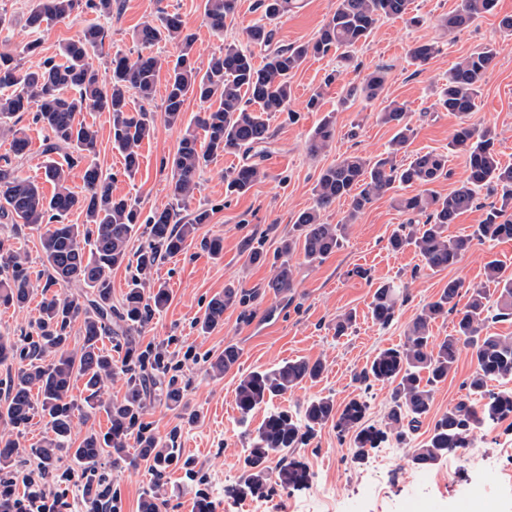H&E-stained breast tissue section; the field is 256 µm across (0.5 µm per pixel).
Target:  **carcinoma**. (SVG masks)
Listing matches in <instances>:
<instances>
[{
	"mask_svg": "<svg viewBox=\"0 0 512 512\" xmlns=\"http://www.w3.org/2000/svg\"><path fill=\"white\" fill-rule=\"evenodd\" d=\"M295 2L257 0L255 8L260 16L246 29V36L249 43L267 51L261 66L256 65L251 50L229 43L224 46V53L212 56L206 69H201L193 55L195 36L185 32L176 14L165 15L157 23H144L134 34L140 46L136 57L116 53L103 72L88 61L90 51L103 48L108 38V29L97 21L62 45V61L47 58L34 71L21 70L12 53L0 50V136L12 137L13 144V158L0 159V220L43 230L40 246L44 266L41 274L32 276L25 253L0 240L1 303L25 306L34 294L36 282L44 281L35 336L22 346L0 336V362L20 360L0 404V418L7 420L19 436L34 416L45 421L48 436L36 451L44 463L49 465L67 457L86 465L105 448L122 460L129 440L134 438L143 455L152 457L157 469L164 471L175 449L164 439L133 433L145 409L142 382L135 369L146 352L130 345L123 364L118 366L112 353L103 347L104 337L129 334L168 304L167 288L160 285L148 291L144 279L162 257L184 251L198 225L209 219L208 210L201 209L184 223L180 210L194 197L199 176L210 162L221 154L247 158L224 176L228 195L248 193L264 176L259 164L249 161L262 156L269 144V127L260 113L288 110L293 96L291 74L306 57L326 56L334 51L340 53L342 60L350 61L379 18L407 17L410 22H417L416 17L410 16L412 0H336V10L314 41L275 47L271 23ZM234 6L235 0H204V20L214 32L221 33ZM495 6L496 0H460L445 18V26L450 31L463 29L477 14L491 12ZM75 12L110 18L112 0H34L26 25L37 32ZM162 41L176 45V54L161 57L150 52ZM437 52L436 44L421 42L412 46L409 57L415 64H424ZM496 55V49L486 47L457 62L448 71L439 106L466 119L475 106L479 82ZM164 67L169 75L163 102L166 125L182 124L184 104L190 97L210 106L196 119V125L204 131V141L186 130L172 158L169 190L174 204L143 220L136 202L113 194V174L103 172L97 163V130L79 115L90 106L109 112L112 143L124 159L123 175L134 177L140 165L139 148L154 133L155 121L154 114L147 110L130 112V95L134 93L147 102L153 100L156 76ZM386 81V69L377 67L349 90L347 98H376ZM26 112L33 113V119L50 132V141L44 147V153L49 155L44 180L53 186L49 195L13 162L28 150L25 138L15 129V117ZM405 116L404 105L395 102L380 114L383 123L396 129L386 155L371 158L349 154L320 171L314 188L315 205L297 215L296 234L280 246L283 256L299 246L308 262L322 261L340 248L349 224L397 184L420 188L395 202L403 212L421 216L424 222L399 225L391 234L388 247L394 252L414 250L430 270L456 265L469 247L471 238L448 235V225L474 207L480 188L501 193V204L489 206L474 237L481 241L512 239V165L501 163L494 131L469 125L457 129L450 146L468 154V176L442 196L428 186L449 176L448 156L436 151L419 152L404 164L396 163L399 154L407 153L414 134ZM335 138L333 121L323 119L310 138L309 153H322ZM60 150L64 151L63 161L50 158ZM80 164L83 188L75 191L69 184L70 170ZM341 199L349 205L344 221L325 223L322 212ZM73 211L84 215V223H65ZM141 229L149 244L132 254L130 243ZM131 260L136 261L141 279L133 280L120 305L115 306L112 269ZM485 277L495 285V300H489L483 289L474 288L460 307L462 284L448 281L438 298L427 303L408 326L404 342L379 350L355 375V381L366 387L376 382L392 385L390 406L380 424L366 419L368 406L356 398L340 408L329 396L312 398L299 410L276 405V400L288 391L321 377L324 366L319 360H289L241 377L235 389L239 423L249 426L258 410L264 411V417L251 432L243 472L231 492L241 498L265 493L268 461L273 454L280 457V484L297 488L306 485L308 465L296 459L294 452L308 445L316 431L327 426L336 430L340 438L351 436L360 454L368 448L406 444L408 431L430 412L433 388L455 371L464 349L470 350L476 364L475 373L466 382L467 393L434 420L427 439L412 451L413 464L428 467L443 462L472 447L476 431L511 418L512 336H484L482 330L490 320L512 318V271L501 260L492 259L485 264ZM56 285L77 288L80 293L61 298L50 293ZM270 287L281 292L293 288L288 261L275 268ZM406 300L403 289L393 284L379 286L371 302L373 319L382 327L390 325ZM241 301L237 289H224L208 304L201 329L208 331L221 325L224 311ZM447 315L455 318L453 333L438 340L432 336V323ZM238 357L237 348L228 345L224 354L210 363V369L218 375L227 374ZM119 371L127 375L123 397L103 400L104 382ZM79 381L83 383L84 397L78 403L71 390ZM490 381L498 382L501 389L488 390ZM101 409L108 417L107 430L91 428L80 442H75V419L87 422ZM19 454L18 439L1 433L0 472L18 473Z\"/></svg>",
	"mask_w": 512,
	"mask_h": 512,
	"instance_id": "cac0c4a2",
	"label": "carcinoma"
}]
</instances>
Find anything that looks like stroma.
I'll list each match as a JSON object with an SVG mask.
<instances>
[{"label":"stroma","instance_id":"obj_1","mask_svg":"<svg viewBox=\"0 0 512 512\" xmlns=\"http://www.w3.org/2000/svg\"><path fill=\"white\" fill-rule=\"evenodd\" d=\"M115 2L105 51L89 55L90 63L99 70L105 69L109 54L136 56V29L165 14H178L195 34V58L202 68L225 44L243 41L245 28L258 17L256 0H237L234 16L227 20L223 34L217 35L204 22V0ZM458 2L413 0V12L421 18L416 26L402 19L380 18L352 64H345L334 53L307 58L291 75L289 112L266 117L271 140L268 153L259 160L264 176L248 194L229 197L224 193V176L241 163V156H217L201 173L199 189L181 214L189 219L203 208L210 219L200 225L186 251L163 258L151 275L154 282L169 289V304L131 336L104 340L117 362L124 359L133 342L142 348L150 344L160 347L182 363L177 374L183 390L180 405H169L162 388L167 377L161 374L144 400L141 418L155 436L175 439L176 453L162 485H155L137 452H130L127 461L119 464L110 453L101 456L110 466L108 476L113 489L121 493L125 512H140L142 501L157 493L167 501L166 512H196L197 492L202 488L208 490L215 512H407L411 502L420 504L422 512H461L464 502L481 512H512V422L481 430L474 447L435 466L419 468L411 461L412 448L426 439L433 418L465 393L464 384L475 369L465 352L455 374L434 388L430 416L408 446L378 448L361 455L350 439L338 438L332 428L325 427L297 451L310 471L304 487L270 482L265 496L250 510L244 500L224 492L225 487L237 483L250 446L238 424L235 405L241 376L291 359H318L325 366L322 376L288 392L279 401L281 407L294 409L318 396L332 397L340 405L360 397L368 404V419L382 422L391 386L376 383L360 388L354 380L356 373L379 350L401 344L408 325L449 281L460 279L466 287L490 293L494 287L486 281V262L498 258L512 265V241L482 242L472 237L488 206L498 202V195L479 192L476 208L449 225L450 235L471 237V247L456 266L438 272L425 268L413 251L388 249L389 236L406 217L390 198L383 197L359 216L341 248L323 261L308 263L299 251L289 256L294 279L291 291L279 293L269 286L281 241L292 235L298 213L314 204L313 188L320 170L348 153L373 158L386 151L395 130L379 116L390 102L406 107L415 131L410 153L434 150L447 154L450 175L435 184V191L448 194L466 179L467 155L449 148L459 120L441 109L437 100L449 70L488 46L497 47L499 53L480 82L469 121L492 128L502 162L512 164V33L499 26L503 16H512V0H497L493 13L479 15L468 27L450 33L443 29V20ZM32 4L33 0H0V45L16 53L26 70L38 69L46 58L59 57L62 45L93 19L92 14L76 13L34 33L25 25ZM335 9L336 0H298L296 8L274 21L275 44L313 41ZM33 39L39 41V50L24 53V45ZM426 41L437 42L439 53L425 65L413 64L410 47ZM377 66L388 69L384 91L372 100H345L347 89ZM334 69L339 72L335 84L323 87L325 74ZM318 88L323 91L321 107L308 111L307 100ZM204 109V104L192 98L184 105L182 125L169 127L157 122L154 135L141 146L140 168L131 180L123 174L121 154L112 147L108 112L97 107L84 110L82 120L98 132L97 162L104 172L116 176L113 193L136 200L145 215L169 207L166 162L175 154L186 124ZM327 116L336 125V139L323 154L310 157L307 141ZM17 127L30 142L21 170L25 176L43 180V148L49 132L28 113L20 117ZM213 239L221 241L220 253L206 249V242ZM255 245L263 248L265 261H247L246 252ZM382 283L405 288L409 294L395 321L385 328L370 312L373 293ZM228 286L238 288L244 304L225 310L224 322L217 329L201 332L198 319L210 299ZM349 310L355 312L356 321L345 335L336 336V318ZM229 344L237 347L238 361L231 372L213 376L210 363Z\"/></svg>","mask_w":512,"mask_h":512}]
</instances>
